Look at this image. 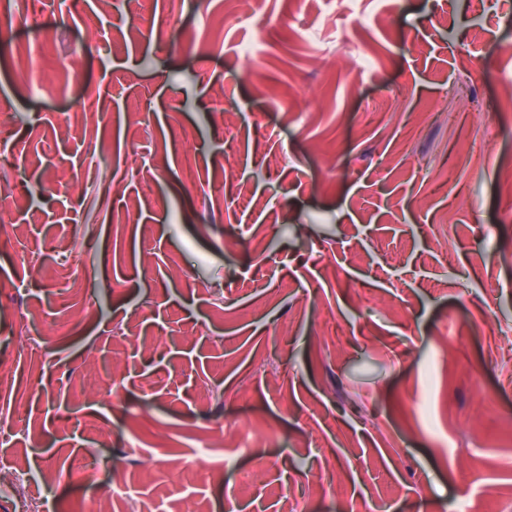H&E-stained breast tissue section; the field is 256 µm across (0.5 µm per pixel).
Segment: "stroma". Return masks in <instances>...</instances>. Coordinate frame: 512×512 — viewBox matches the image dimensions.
<instances>
[{"label":"stroma","mask_w":512,"mask_h":512,"mask_svg":"<svg viewBox=\"0 0 512 512\" xmlns=\"http://www.w3.org/2000/svg\"><path fill=\"white\" fill-rule=\"evenodd\" d=\"M145 8L0 13V475L35 477L0 512H84L114 466L152 512H342L315 486L351 458L368 512H502L512 0ZM89 151L98 207L67 182ZM72 250L94 294L63 300ZM90 369L111 406L71 390Z\"/></svg>","instance_id":"1"}]
</instances>
